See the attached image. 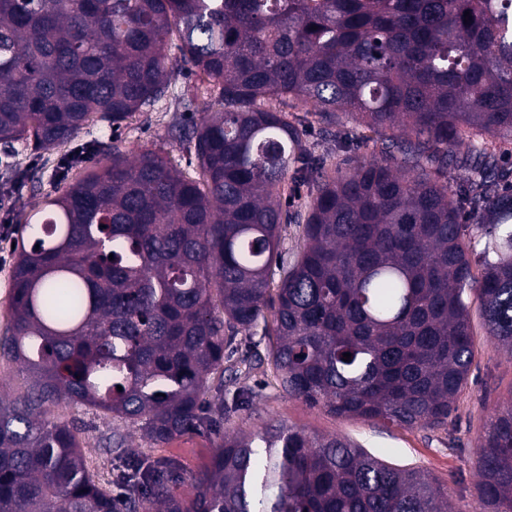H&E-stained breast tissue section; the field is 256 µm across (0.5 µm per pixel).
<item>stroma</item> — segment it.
Instances as JSON below:
<instances>
[{"instance_id":"1","label":"stroma","mask_w":512,"mask_h":512,"mask_svg":"<svg viewBox=\"0 0 512 512\" xmlns=\"http://www.w3.org/2000/svg\"><path fill=\"white\" fill-rule=\"evenodd\" d=\"M194 90V77L178 74L170 94L153 110L136 115L116 132L104 123L90 124L76 135L71 145L75 148L97 145V152L86 158L85 165L89 168L105 161L107 153L117 147L130 158L147 149L162 151L168 153L182 170L195 173L192 151L187 144L168 135L169 126L182 114L184 99ZM303 142L307 148L325 154L332 164L379 152L377 134L347 117L341 119L330 138L324 137L319 125H311ZM58 156V151L36 152L22 143L15 144L5 156L9 163L28 168L34 178L23 182L21 188L14 191L11 211L0 212V225L12 227L10 239L0 241V334L4 333L7 321L11 270L16 258L14 245L31 238L28 227L21 224L20 218L59 187ZM471 324L475 356L468 384L456 403L453 422L447 429L405 428L362 419L337 418L323 409L308 407L302 401L284 395L271 375L257 370L247 380L252 389L249 401L225 420L224 430L256 433L266 424L279 421L312 436L344 434L384 460L418 467L447 487L455 512H469L478 481L473 448L493 409L512 394V356L487 335L479 308H472ZM58 415L79 428L89 464L103 481H111L113 456L99 446L114 426L111 416L82 408L62 409ZM218 442V437L213 435L186 434L157 448L156 453L181 463L180 489L188 494L193 490V476L203 468Z\"/></svg>"}]
</instances>
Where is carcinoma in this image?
Wrapping results in <instances>:
<instances>
[{
  "mask_svg": "<svg viewBox=\"0 0 512 512\" xmlns=\"http://www.w3.org/2000/svg\"><path fill=\"white\" fill-rule=\"evenodd\" d=\"M183 68L199 121L170 133L194 143L196 175L115 148L72 176L69 153L62 190L23 219L41 236L16 255L0 340L23 381L0 399V512H449L422 471L347 436L224 434V376L263 368L333 416L446 427L474 359L469 290L512 356V163L496 150L512 141V0H0V145L115 131ZM340 112L380 157L332 169L304 148L307 116L328 131ZM288 223L300 247L273 289ZM260 321L266 354L234 358ZM63 406L154 446L220 443L191 497L178 461L150 453L124 456L114 495L51 418ZM475 457L472 512H512V396Z\"/></svg>",
  "mask_w": 512,
  "mask_h": 512,
  "instance_id": "obj_1",
  "label": "carcinoma"
}]
</instances>
